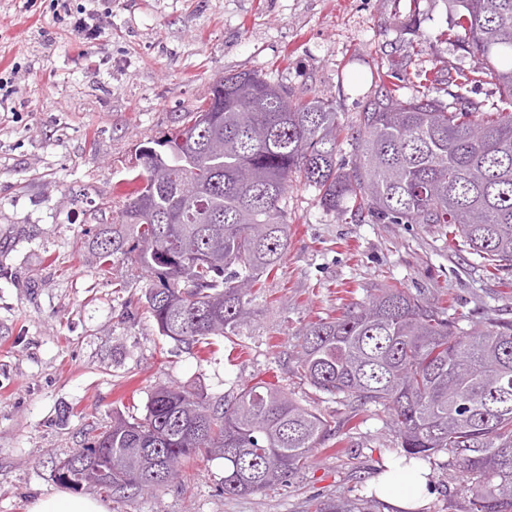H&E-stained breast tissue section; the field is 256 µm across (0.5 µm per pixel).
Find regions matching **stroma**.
Segmentation results:
<instances>
[{
    "mask_svg": "<svg viewBox=\"0 0 512 512\" xmlns=\"http://www.w3.org/2000/svg\"><path fill=\"white\" fill-rule=\"evenodd\" d=\"M93 12L96 40L59 16L57 0H0V512H27L60 491L56 465L83 448L113 412L143 416L159 386L185 384L212 404L243 383L280 382L336 425L353 403L301 381L294 368L304 327L399 285L447 299L474 318L512 319V270L487 275L435 224L338 219L311 188L286 200L290 237L267 280L244 345L216 339L207 358L157 330L144 305L147 273L130 257L107 276L84 232L111 223L116 189L139 145L176 126L220 77L255 71L296 96L336 103L339 164L353 160L356 118L389 68L402 86L468 54L438 35L448 0H67ZM332 449L315 450L287 484L225 495L224 463L180 468L159 491L79 492L112 512H314L327 498L370 497L400 439L389 419L355 415ZM424 512H468L462 474L447 455L431 467Z\"/></svg>",
    "mask_w": 512,
    "mask_h": 512,
    "instance_id": "35a3bbf8",
    "label": "stroma"
}]
</instances>
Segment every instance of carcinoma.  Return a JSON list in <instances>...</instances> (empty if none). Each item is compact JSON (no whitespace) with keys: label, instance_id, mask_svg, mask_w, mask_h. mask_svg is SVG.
Wrapping results in <instances>:
<instances>
[{"label":"carcinoma","instance_id":"cac0c4a2","mask_svg":"<svg viewBox=\"0 0 512 512\" xmlns=\"http://www.w3.org/2000/svg\"><path fill=\"white\" fill-rule=\"evenodd\" d=\"M440 33L475 59L417 75L358 115L354 161L336 163L335 102L301 100L255 72L226 75L178 127L142 145V171L117 191L118 222L88 239L103 276L117 255L149 275L145 300L160 335L196 353L244 336L265 280L288 249V188L301 184L338 216L438 224L495 276L512 268V0H448ZM443 86L448 100L432 96ZM489 86L475 102L469 86ZM297 373L320 393L372 406L398 428L405 464L440 453L478 480L469 512H512V320L474 321L396 285L302 331ZM336 436L316 409L276 384L245 385L225 409L181 385L156 388L140 418L120 413L68 457L57 480L91 485L84 460L112 464L113 493L158 489L195 457L224 461V494L285 483ZM315 512H369L329 500Z\"/></svg>","mask_w":512,"mask_h":512}]
</instances>
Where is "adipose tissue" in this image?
Returning a JSON list of instances; mask_svg holds the SVG:
<instances>
[{
  "instance_id": "adipose-tissue-1",
  "label": "adipose tissue",
  "mask_w": 512,
  "mask_h": 512,
  "mask_svg": "<svg viewBox=\"0 0 512 512\" xmlns=\"http://www.w3.org/2000/svg\"><path fill=\"white\" fill-rule=\"evenodd\" d=\"M374 491L381 501L398 512H420L433 495L424 465L408 466L397 461L390 462L375 482ZM28 512H110V506L89 496L57 492L36 499Z\"/></svg>"
}]
</instances>
